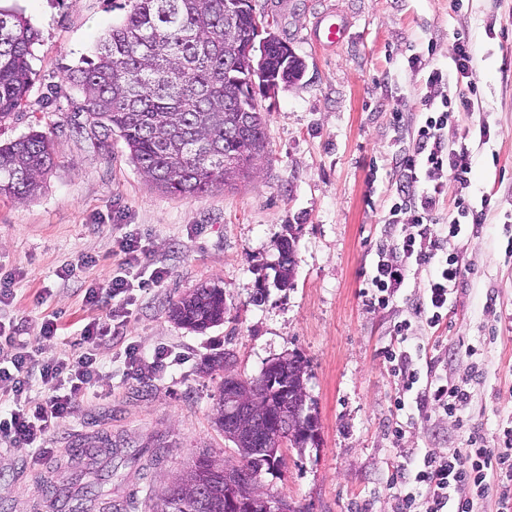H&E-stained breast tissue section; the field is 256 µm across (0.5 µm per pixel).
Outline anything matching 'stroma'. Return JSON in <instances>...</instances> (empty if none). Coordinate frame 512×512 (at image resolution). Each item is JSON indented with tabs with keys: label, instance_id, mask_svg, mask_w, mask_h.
I'll use <instances>...</instances> for the list:
<instances>
[{
	"label": "stroma",
	"instance_id": "1",
	"mask_svg": "<svg viewBox=\"0 0 512 512\" xmlns=\"http://www.w3.org/2000/svg\"><path fill=\"white\" fill-rule=\"evenodd\" d=\"M259 20L300 57L303 78L260 99L268 144L247 181L201 197H174L153 187L129 161L119 138L101 144L74 116L78 91L65 77L90 58L96 40L125 13L113 0H0L40 33L26 100L0 123V142L39 130L51 138L55 166L41 192L25 201L0 197V269L19 275L0 320L37 335L49 315L60 330L48 353L73 351L81 328L108 313L84 290L107 287L124 255L121 225L137 229L146 251L140 270H168L156 288L136 289L123 334L146 353L165 349L177 365L128 373L118 346L97 358L111 389L78 404L46 439L47 455L0 446V512H152L171 478L203 451L235 460L213 423L221 373L204 374L202 359L231 357L232 373L258 377L277 357L307 362V392L318 416L317 444L285 448L279 475L261 477L264 492L299 512H396L391 489L397 465L426 452L466 445L467 435L443 414L408 419L396 411L401 389L384 357L394 326L409 316L431 274L411 266L389 305H365L378 248L390 244L394 160L413 145L430 69L453 72L458 33L475 47L474 109L462 127L490 129L472 137L473 201L493 195L482 229L452 240L467 268L465 282L440 327L413 325L414 338L435 345L437 372L471 382L464 411L485 437L512 416V0H255ZM341 25L342 42L325 46L317 21ZM421 58L412 67V58ZM296 239L292 287L270 288L254 302L259 278L278 258L277 244ZM79 264L60 278L63 264ZM224 290L223 324L194 332L170 321L173 300L201 282ZM402 425L401 439L391 430Z\"/></svg>",
	"mask_w": 512,
	"mask_h": 512
}]
</instances>
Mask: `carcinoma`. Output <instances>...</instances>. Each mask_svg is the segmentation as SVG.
I'll list each match as a JSON object with an SVG mask.
<instances>
[{"label":"carcinoma","instance_id":"1","mask_svg":"<svg viewBox=\"0 0 512 512\" xmlns=\"http://www.w3.org/2000/svg\"><path fill=\"white\" fill-rule=\"evenodd\" d=\"M124 20L99 38L85 67L66 80L81 94L79 112L91 134L105 143L116 136L131 163L158 190L172 196H201L220 185L245 181L253 161L265 153V121L252 107L251 58L256 35L253 11L238 14L235 34H224V0H125ZM38 32L22 16L0 10V123L22 106L30 82L29 58ZM268 65L285 83L299 80L305 65L279 38L267 42ZM55 165L51 139L40 131L0 144V196L24 201L37 195ZM274 284L291 286L294 240L278 245ZM174 323L203 332L224 323V290L207 283L172 302ZM229 354L204 358L202 372L228 370ZM274 381H248L258 389L259 409L286 413L306 409L307 364L297 354L279 358ZM237 390L223 380L215 424L237 449L238 459L213 465L196 459L183 474L195 494L173 482L158 501L165 512H224V469L248 470L256 477L281 469L276 447L260 452L257 440L237 439L224 423L225 397Z\"/></svg>","mask_w":512,"mask_h":512}]
</instances>
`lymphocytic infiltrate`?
Masks as SVG:
<instances>
[{
  "instance_id": "f902f5d3",
  "label": "lymphocytic infiltrate",
  "mask_w": 512,
  "mask_h": 512,
  "mask_svg": "<svg viewBox=\"0 0 512 512\" xmlns=\"http://www.w3.org/2000/svg\"><path fill=\"white\" fill-rule=\"evenodd\" d=\"M452 61L457 74L467 78L468 94L434 99L423 95L425 118L417 130L416 144L397 161L399 181L393 210L411 213L412 232L403 235L398 252L390 258L378 259L364 295L370 305L387 306L404 283L411 265L436 264L437 270L424 287L423 295L412 308L411 319L396 327L402 344L387 350L386 358L400 379L402 396L397 409L405 407V393L415 395L418 410H432L463 422L462 409L470 400L469 392L459 382L443 377L422 379V369H434L435 358H427L418 367L413 355L423 352L404 346L412 334L413 321L437 327L448 315L451 296L461 283L464 270L459 257L445 254L444 246L468 231L484 224L492 202L482 196L473 204L466 190L472 171L471 152L466 144L449 146L440 131L460 113L472 111L473 96L478 87L472 82L474 56L469 38L458 36ZM455 182L460 194L448 197L447 184ZM450 202L456 212L449 223L437 220L443 202ZM130 281L113 276L107 288L89 287L84 300L97 306L102 299L112 300L107 322L91 320L81 330L78 353L66 357H48L43 344L56 337V318L45 319L34 338L22 336L16 324L0 323V444L31 447L43 443L47 433L69 417L74 407L101 386L106 375L96 355V346L112 341V319L122 317L129 302ZM40 383L42 395H29L32 383ZM512 480V425L503 427L495 446L472 433L468 446L453 453H425L411 472H397L393 483L397 488L400 512H473L474 498L488 494L495 478Z\"/></svg>"
}]
</instances>
